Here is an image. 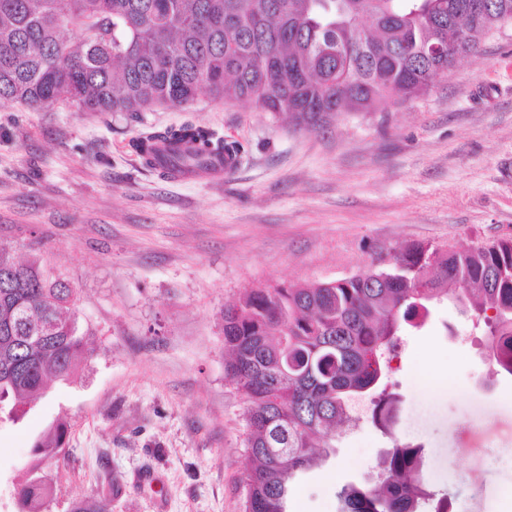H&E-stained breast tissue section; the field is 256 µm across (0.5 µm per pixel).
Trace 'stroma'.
Instances as JSON below:
<instances>
[{"label":"stroma","mask_w":512,"mask_h":512,"mask_svg":"<svg viewBox=\"0 0 512 512\" xmlns=\"http://www.w3.org/2000/svg\"><path fill=\"white\" fill-rule=\"evenodd\" d=\"M205 125L245 154L223 181L175 180L129 146ZM512 236V23L424 94L322 129L200 93L186 108L32 112L0 101V247L65 273L95 354L25 418L0 425V512L33 443L69 425L48 512L110 495L112 512H244L246 403L225 370L224 306L255 288L348 278L415 242ZM481 330L437 305L392 363L391 433L360 419L288 512H340L345 477L374 480L391 440L457 512H512V377L490 378ZM447 371L432 390L424 362ZM150 473L154 485L139 484Z\"/></svg>","instance_id":"35a3bbf8"}]
</instances>
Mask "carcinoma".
Returning <instances> with one entry per match:
<instances>
[{
  "mask_svg": "<svg viewBox=\"0 0 512 512\" xmlns=\"http://www.w3.org/2000/svg\"><path fill=\"white\" fill-rule=\"evenodd\" d=\"M470 0H0V100L34 111L61 100L84 112L184 107L208 92L247 100L322 128L341 112L425 93L498 26L472 20ZM454 31L441 57L424 44ZM80 38H75V32ZM131 149L161 176L198 175L242 144L184 124L140 134ZM451 301L483 321L496 373L512 376V238L469 250L411 244L350 278L256 288L224 307L226 371L248 403L245 512H288L292 484L336 457V436L369 401L383 429L392 413L390 362L401 336ZM77 291L55 267L0 249V415L20 422L52 380L91 356ZM52 324L48 331L45 324ZM60 419L32 448L15 488L17 512H43V465L60 461ZM420 449L391 440L372 482L349 481L341 512H422L446 499L416 477ZM70 512H112L105 496Z\"/></svg>",
  "mask_w": 512,
  "mask_h": 512,
  "instance_id": "carcinoma-1",
  "label": "carcinoma"
}]
</instances>
